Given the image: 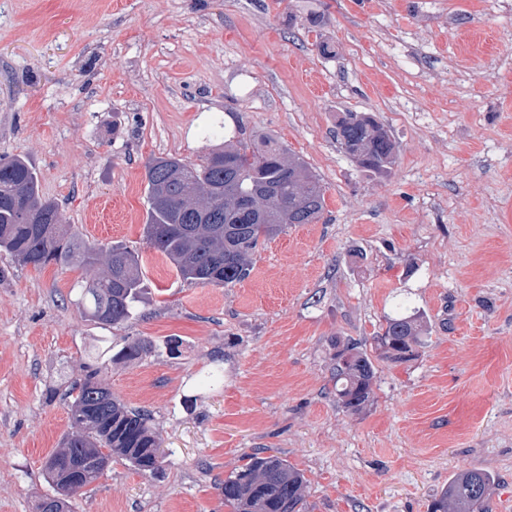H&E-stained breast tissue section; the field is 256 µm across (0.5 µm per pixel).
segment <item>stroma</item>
Returning <instances> with one entry per match:
<instances>
[{
	"mask_svg": "<svg viewBox=\"0 0 512 512\" xmlns=\"http://www.w3.org/2000/svg\"><path fill=\"white\" fill-rule=\"evenodd\" d=\"M345 112L387 130L388 172L339 147ZM213 122L278 140L325 190L323 219L228 287L183 281L145 238V162H198ZM15 154L64 223L140 253L145 288L136 317L101 325L81 270L0 256V512L52 494L92 348L137 339L151 353L102 380L149 412L163 467L113 460L72 512H229L221 486L259 449L303 472L305 512H429L471 466L495 480L488 512H512V0H0ZM402 307L426 345L376 361L371 402L345 412L337 341L373 348Z\"/></svg>",
	"mask_w": 512,
	"mask_h": 512,
	"instance_id": "stroma-1",
	"label": "stroma"
}]
</instances>
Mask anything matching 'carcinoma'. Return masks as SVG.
<instances>
[{
	"label": "carcinoma",
	"instance_id": "carcinoma-1",
	"mask_svg": "<svg viewBox=\"0 0 512 512\" xmlns=\"http://www.w3.org/2000/svg\"><path fill=\"white\" fill-rule=\"evenodd\" d=\"M336 143L368 171H384L395 148L387 131L370 116L348 112L336 121ZM147 225L150 247L167 258L182 280L229 286L247 279L259 241L271 239L292 224H310L325 208L320 179L300 157L273 141L239 139L210 150L199 163L175 156L150 158L146 165ZM37 169L22 155L0 157V252L36 271L48 265L80 266L90 272L81 285V304L104 324L133 318L143 288L139 255L123 245L104 247L83 240L62 223L57 204L39 193ZM425 332L411 314L385 317L377 337V358L402 364L417 354ZM149 352L144 340L118 352L136 360ZM107 351L86 364L83 379L69 392L71 431L44 464L55 494L42 497L38 512H69L76 494L65 471L82 465L84 485L104 474L100 458L117 456L135 470L157 472L160 439L148 415L115 399L99 379ZM338 404L361 412L374 394L372 356L352 342L336 343L333 354ZM305 479L287 460L256 451L224 479L221 492L231 512H303ZM493 478L471 467L448 479L431 512H487Z\"/></svg>",
	"mask_w": 512,
	"mask_h": 512
}]
</instances>
